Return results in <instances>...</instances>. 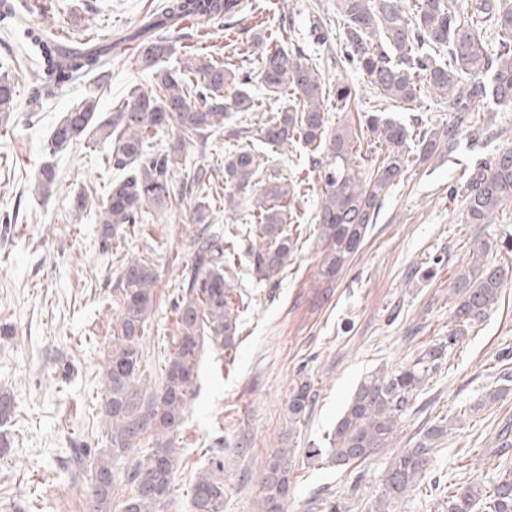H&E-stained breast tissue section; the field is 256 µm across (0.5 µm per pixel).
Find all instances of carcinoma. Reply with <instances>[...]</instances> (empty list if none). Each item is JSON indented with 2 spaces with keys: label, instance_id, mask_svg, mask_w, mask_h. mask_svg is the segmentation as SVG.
<instances>
[{
  "label": "carcinoma",
  "instance_id": "1",
  "mask_svg": "<svg viewBox=\"0 0 512 512\" xmlns=\"http://www.w3.org/2000/svg\"><path fill=\"white\" fill-rule=\"evenodd\" d=\"M243 0H163L134 31L110 44L69 46L47 31L31 32L39 58L29 87L27 106L36 112L65 86L93 82L102 87L112 58L125 43L137 41L139 69L151 73L153 86L135 88L110 113L99 108L96 91L73 104L54 127L48 154L56 156L84 138L108 143L107 163L124 173L100 206L99 245L112 249V240L130 226L144 222L145 213L167 209L176 195V175L185 147L204 149L214 128L230 112H252L258 101L251 94L252 74L230 68L211 56L180 59L179 67L163 63L180 53L191 34L183 21H232ZM338 43L330 45L326 23L313 16L317 41L336 49V63L364 75L377 103L412 104L431 91L448 101V120L431 127L409 126L375 108L359 125L327 126L324 85L318 66L300 46L272 45L257 32L251 41L259 64L257 77L272 93H286L288 104L261 129L265 142L283 147L301 143L310 153L328 159L321 168L324 185L316 223L324 249L319 282L327 298L346 264L362 248L382 200L407 171L411 153L421 161L456 144L462 133L483 132L475 109L480 104L512 107V0H472L459 9L454 0H336ZM3 37L27 25L12 0H0ZM495 46H488L487 30ZM358 90L338 83L336 110L347 111ZM14 84L0 75V125L16 111ZM173 129L177 138L165 149L152 145L155 134ZM376 145L382 157L363 154L364 140ZM259 156L248 144H237L224 157V208L246 205L259 223L258 238L247 255L261 279L276 283L292 257L294 239L288 233L284 200L294 195L279 178L264 180ZM211 173L205 167L186 171L183 188L212 195ZM57 171L45 163L36 177L40 194L55 185ZM512 212V148L500 151L468 172L464 224H493ZM242 230L227 227L224 237L201 235L194 243L191 265L183 273L176 301L178 336L165 362L159 383L150 386L140 373L143 344L155 304V269L144 259L123 265L120 280L122 310L112 322L102 386L105 447L82 448L74 464L88 472V512H165L171 504L177 460L172 434L182 426L197 379L198 356L204 342L234 349L237 319L231 300L236 240ZM492 247L483 241L469 252L457 274L458 302L453 307L448 339L392 370H378L357 385L328 435V458L337 467L361 463L390 447L401 416L423 382L468 335L496 303L509 271L484 261ZM312 402L310 383H296L288 397L292 423L306 417ZM15 414L13 396L0 391V427ZM450 420L438 419L411 448L391 456L381 479L374 512H393L395 504L425 478L434 444L448 434ZM294 449L280 448L268 460L262 478L261 512H288L291 458ZM130 487L122 499L118 482ZM190 512H224V460L215 457L198 474L188 494ZM512 512V467L500 470L492 489L474 482L448 486V512Z\"/></svg>",
  "mask_w": 512,
  "mask_h": 512
}]
</instances>
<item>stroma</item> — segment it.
Returning <instances> with one entry per match:
<instances>
[{"mask_svg": "<svg viewBox=\"0 0 512 512\" xmlns=\"http://www.w3.org/2000/svg\"><path fill=\"white\" fill-rule=\"evenodd\" d=\"M45 13L28 17L31 27L49 25L71 38L105 42L161 0H41ZM234 27L197 23L185 43L188 53L211 55L256 70L251 39L263 30L271 40L288 38L320 61L327 84L345 82L359 90L351 111L329 109V123L358 122L375 97L359 72L336 65L312 35V16L336 22L335 0H246ZM17 58L8 71L15 82L17 110L0 125V389L15 396L16 415L0 450V512H87L86 482L70 461L76 449L96 444L102 416L101 372L112 321L119 308V271L128 258L154 264L156 306L144 344L142 375L161 378L176 334L174 302L182 271L193 258L202 232H223L236 224L255 233L247 210L229 212L223 198L212 203L207 224L193 221L194 196L183 192L171 208L149 215L122 232L111 251L98 243L97 211L119 173L106 164L107 147L79 142L57 155L58 180L47 196L35 179L48 157V139L63 112L83 93L67 86L28 113L33 65L23 35H15ZM153 79L133 55L112 62L99 90L100 106L111 111L133 87ZM252 93L260 111L232 116L213 130L205 150L187 149L186 167H209L224 180V157L234 142L228 132L243 129L263 161L265 176L294 185L288 205L300 217L298 244L278 283L258 279L247 254L235 260L234 291L238 338L231 351L207 345L201 353L194 398L172 438L177 455L173 504L168 512H189L186 490L209 459L216 437L224 439V512H259L258 477L280 448L294 451L288 512H322L325 500L340 512H371L393 450L408 447L438 418L461 416L436 453L420 486L395 512H447L448 486L471 481L490 485L501 463L512 462V394L481 405L504 372H512V277L485 318L461 338L449 358L426 380L403 416L389 448L347 470L334 468L318 449L362 376L394 369L446 340L456 300V272L474 243L512 234V218L497 224L462 221L465 172L475 160L512 148V109L479 108L485 129L478 146L461 139L445 155L410 167L386 195L360 253L348 264L332 296L313 304L322 252L315 216L324 186L320 163L298 146L275 148L258 127L280 106L261 82ZM87 192L82 215L72 199ZM431 276H424V269ZM313 392L306 419L288 420V395L295 380Z\"/></svg>", "mask_w": 512, "mask_h": 512, "instance_id": "35a3bbf8", "label": "stroma"}]
</instances>
